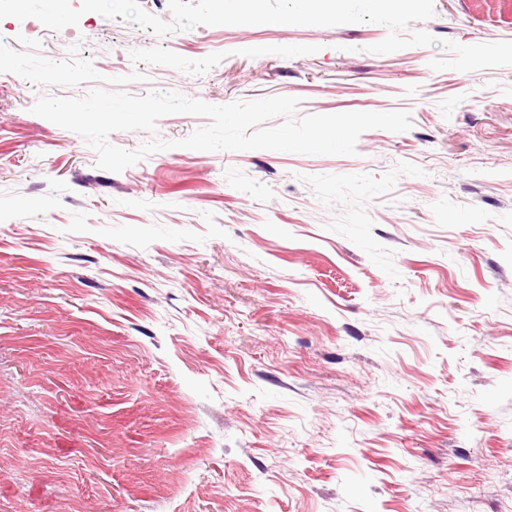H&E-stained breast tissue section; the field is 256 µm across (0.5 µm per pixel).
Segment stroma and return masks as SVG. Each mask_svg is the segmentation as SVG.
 Returning <instances> with one entry per match:
<instances>
[{
  "instance_id": "obj_1",
  "label": "stroma",
  "mask_w": 512,
  "mask_h": 512,
  "mask_svg": "<svg viewBox=\"0 0 512 512\" xmlns=\"http://www.w3.org/2000/svg\"><path fill=\"white\" fill-rule=\"evenodd\" d=\"M0 20V512H512L506 0L385 27ZM405 110L356 155L164 150L119 173L33 113L91 89Z\"/></svg>"
}]
</instances>
